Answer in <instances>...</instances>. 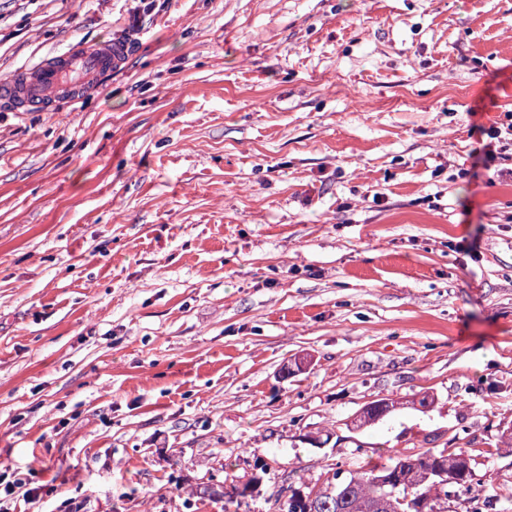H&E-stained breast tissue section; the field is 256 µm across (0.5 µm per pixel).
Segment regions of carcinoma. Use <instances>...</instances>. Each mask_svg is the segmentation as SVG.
<instances>
[{"mask_svg": "<svg viewBox=\"0 0 512 512\" xmlns=\"http://www.w3.org/2000/svg\"><path fill=\"white\" fill-rule=\"evenodd\" d=\"M382 414L359 411L352 424L370 426L396 408L380 400ZM476 474L467 448L395 451L388 462L346 474L342 464L328 465L315 483L290 478L274 492L278 512H497L496 498L474 493Z\"/></svg>", "mask_w": 512, "mask_h": 512, "instance_id": "cac0c4a2", "label": "carcinoma"}]
</instances>
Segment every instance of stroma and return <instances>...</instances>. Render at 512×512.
Segmentation results:
<instances>
[{
	"label": "stroma",
	"instance_id": "obj_1",
	"mask_svg": "<svg viewBox=\"0 0 512 512\" xmlns=\"http://www.w3.org/2000/svg\"><path fill=\"white\" fill-rule=\"evenodd\" d=\"M118 34L0 103V512H222L257 455L277 512L464 432L511 493L512 0H0V79ZM128 54L120 36L96 46H74L18 74L0 87V99L17 109L55 107L77 102L83 93L102 88L118 72Z\"/></svg>",
	"mask_w": 512,
	"mask_h": 512
}]
</instances>
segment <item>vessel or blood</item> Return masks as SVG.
Here are the masks:
<instances>
[{"label": "vessel or blood", "mask_w": 512, "mask_h": 512, "mask_svg": "<svg viewBox=\"0 0 512 512\" xmlns=\"http://www.w3.org/2000/svg\"><path fill=\"white\" fill-rule=\"evenodd\" d=\"M127 54V45L118 38L92 47H71L1 85L0 101L23 110L76 102L85 91L105 86Z\"/></svg>", "instance_id": "vessel-or-blood-1"}]
</instances>
